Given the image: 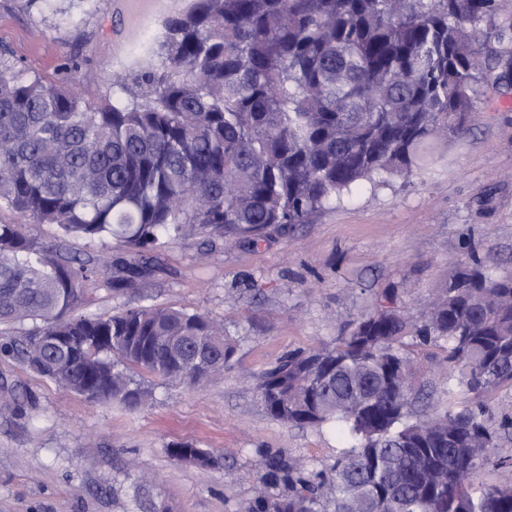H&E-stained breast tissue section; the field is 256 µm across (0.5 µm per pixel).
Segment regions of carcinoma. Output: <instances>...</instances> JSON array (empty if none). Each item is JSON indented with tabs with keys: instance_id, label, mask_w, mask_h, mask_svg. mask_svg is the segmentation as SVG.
Masks as SVG:
<instances>
[{
	"instance_id": "cac0c4a2",
	"label": "carcinoma",
	"mask_w": 512,
	"mask_h": 512,
	"mask_svg": "<svg viewBox=\"0 0 512 512\" xmlns=\"http://www.w3.org/2000/svg\"><path fill=\"white\" fill-rule=\"evenodd\" d=\"M492 0H190L162 25L157 60L115 75L128 94L93 109L86 91L31 75L0 47V343L59 386L136 410L150 392L130 372L200 384L235 341L205 314L150 305L76 315L85 283L138 287L146 253L226 238L252 246L307 224L382 175H408L462 132L481 80L474 29ZM115 240L129 260L65 257L26 233ZM423 319L393 294L333 346L294 349L265 370L268 415L332 425L345 448L329 463L257 452L241 512H512V417L484 397L512 384V278L459 264ZM446 351L439 408L423 394L403 340ZM193 450L200 467L214 453Z\"/></svg>"
}]
</instances>
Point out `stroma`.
I'll list each match as a JSON object with an SVG mask.
<instances>
[{
    "label": "stroma",
    "mask_w": 512,
    "mask_h": 512,
    "mask_svg": "<svg viewBox=\"0 0 512 512\" xmlns=\"http://www.w3.org/2000/svg\"><path fill=\"white\" fill-rule=\"evenodd\" d=\"M188 0H0V47L30 74L58 83L63 65L112 102L113 73L145 66L163 21ZM486 78L466 129L408 177H389L330 206L312 223L258 246L189 241L156 253L140 287L97 288L83 315L170 304L221 320L238 340L230 366L194 387L141 374L149 404L129 411L56 385L0 357V512H238L256 476L255 449L332 460L331 427L271 418L261 373L297 347L334 343L343 320L392 291L420 317L459 262L512 276V79L495 63L512 49V0L476 26ZM188 442L224 454L220 468L174 461Z\"/></svg>",
    "instance_id": "obj_1"
}]
</instances>
